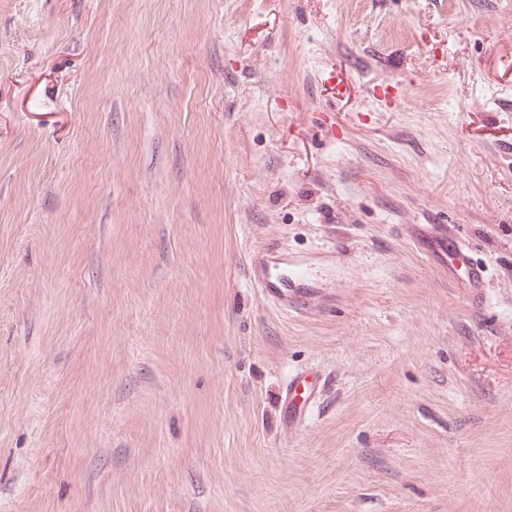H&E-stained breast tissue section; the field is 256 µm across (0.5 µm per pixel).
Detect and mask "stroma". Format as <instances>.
I'll return each instance as SVG.
<instances>
[{"instance_id": "1", "label": "stroma", "mask_w": 512, "mask_h": 512, "mask_svg": "<svg viewBox=\"0 0 512 512\" xmlns=\"http://www.w3.org/2000/svg\"><path fill=\"white\" fill-rule=\"evenodd\" d=\"M0 512H512V0H0ZM429 225L425 228H418L417 235L426 239L429 243L435 245L437 249L442 250L448 257L452 255L465 270V278L474 288H484L486 283V270L478 264L470 255V247L467 246L460 236L448 226L440 224H418ZM324 380L314 371H299L292 374L283 388L281 409L288 427L309 418L318 406Z\"/></svg>"}]
</instances>
